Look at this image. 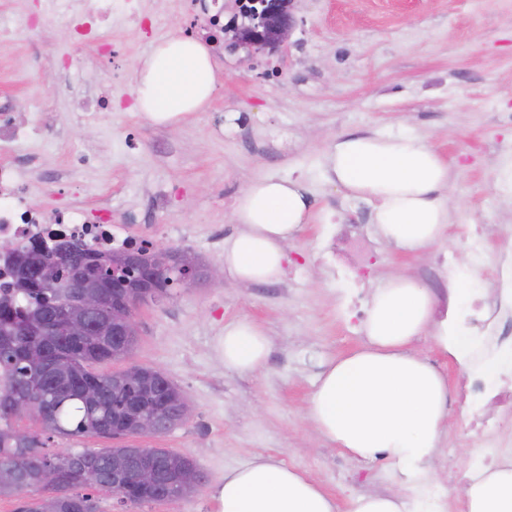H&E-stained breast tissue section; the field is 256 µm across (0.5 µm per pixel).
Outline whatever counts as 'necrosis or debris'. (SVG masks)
<instances>
[{"instance_id": "1", "label": "necrosis or debris", "mask_w": 512, "mask_h": 512, "mask_svg": "<svg viewBox=\"0 0 512 512\" xmlns=\"http://www.w3.org/2000/svg\"><path fill=\"white\" fill-rule=\"evenodd\" d=\"M116 9L131 16L136 13L134 0H101L91 12L72 8L67 14L68 29L78 40L97 41L100 29ZM28 134L25 120L14 112L12 104L0 103V240L19 249L66 243L112 252L132 246L133 238L121 226L113 224L110 207H76L50 220L33 207V183L26 170L36 167L37 158H29L23 167L5 159L14 143ZM448 324L475 341L473 357L477 360L483 356L484 342L496 332L495 313L479 297L473 299L466 313L450 318ZM460 396L473 416L472 427L486 435L485 452L470 461V469L475 472L495 463L491 450L499 445L500 425L485 418L483 410L492 405L512 408V379L494 387L482 372L476 371L464 379Z\"/></svg>"}]
</instances>
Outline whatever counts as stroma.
<instances>
[{"instance_id":"stroma-1","label":"stroma","mask_w":512,"mask_h":512,"mask_svg":"<svg viewBox=\"0 0 512 512\" xmlns=\"http://www.w3.org/2000/svg\"><path fill=\"white\" fill-rule=\"evenodd\" d=\"M48 3L0 0V97L10 96L38 129L12 158L39 156L29 177L51 181L34 196L36 207L58 214L111 202L113 223L127 224L130 236L177 246L218 270L224 240L238 229L235 200L251 181L302 180L312 211L280 281L174 288L139 308L133 351L97 365L101 374L155 368L181 389L192 417L135 443L190 457L205 475L179 499L134 504L98 494L101 512H213L212 490L225 469L258 454L303 471L341 512L354 495L394 492L386 459L350 461L302 411L326 364L362 344L355 316L391 277L417 275L450 255L474 271L493 302V258L512 252V196L496 188L499 162L512 153V0H298L281 55L256 64L236 54L216 58L220 87L209 108L174 128L136 112L133 84L137 60L187 24L179 0H141L138 20L113 15L96 44L75 39L52 16L22 26ZM105 44L118 57H103ZM95 98L106 107L84 117L80 101ZM228 112L240 113L237 127L225 128ZM402 130L427 139L452 165L448 238L420 255L388 247L370 222L371 205L346 199L320 169L335 136ZM88 148L98 152L95 164L72 170V157ZM158 194L167 197L160 211L152 206ZM132 210L141 223L128 224ZM343 224L360 225L371 240L369 275L357 284L333 272L346 253L326 252L329 229ZM473 234L484 241L479 264L467 248ZM239 317L270 339L265 365L253 373L225 369L216 352L225 323ZM415 348L447 375L450 396L436 471L412 495L461 512L448 468L467 471L478 442L457 396L466 372L433 337Z\"/></svg>"}]
</instances>
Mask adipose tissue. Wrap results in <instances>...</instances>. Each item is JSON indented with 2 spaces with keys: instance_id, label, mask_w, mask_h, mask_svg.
<instances>
[{
  "instance_id": "ef3b65f1",
  "label": "adipose tissue",
  "mask_w": 512,
  "mask_h": 512,
  "mask_svg": "<svg viewBox=\"0 0 512 512\" xmlns=\"http://www.w3.org/2000/svg\"><path fill=\"white\" fill-rule=\"evenodd\" d=\"M135 107L153 124L177 126L210 104L218 73L207 47L178 34L157 42L134 74ZM328 181L347 197L372 203L384 242L417 255L441 243L448 230L451 165L424 138L410 132L345 134L324 157ZM238 231L224 240L225 279L274 282L290 261L288 246L312 213L297 179L262 177L238 196ZM438 298L417 279L397 276L372 295L361 325L365 343L332 360L320 374L303 415L352 461L384 456L399 477L398 491L356 495L349 512H432L407 495L434 472L448 420V380L416 351L431 335L444 353L467 364L470 339L448 334ZM270 341L246 318L225 324L219 355L225 369L260 370ZM216 512H339L321 484L261 455L225 470L213 490ZM464 512H512V464L471 476Z\"/></svg>"
}]
</instances>
